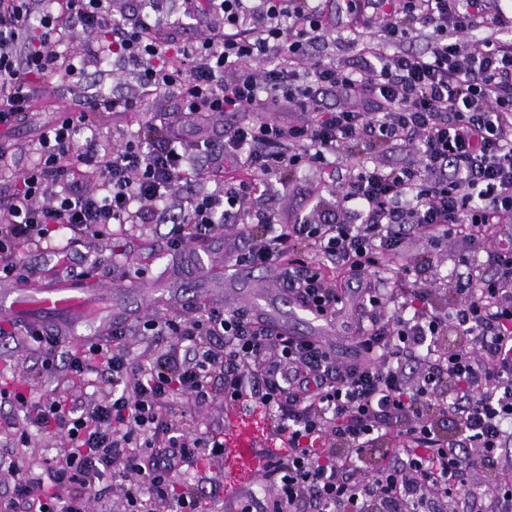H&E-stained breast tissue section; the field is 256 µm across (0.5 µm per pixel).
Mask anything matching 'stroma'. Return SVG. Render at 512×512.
I'll use <instances>...</instances> for the list:
<instances>
[{"label":"stroma","instance_id":"35a3bbf8","mask_svg":"<svg viewBox=\"0 0 512 512\" xmlns=\"http://www.w3.org/2000/svg\"><path fill=\"white\" fill-rule=\"evenodd\" d=\"M328 30L312 51L316 61L325 65L352 63L355 51L350 45L347 15L343 0L327 5ZM97 77L94 66H86L84 74L66 80L57 92L35 95L21 121L11 131L0 134V147L12 157L11 172L0 174V205L6 204L14 189L16 174L29 164L30 149L40 134L53 124L60 113L76 107L86 86ZM181 126L184 115L177 91L170 90L149 99L143 111L114 112L98 117L95 132L101 140L121 143L136 139L148 120ZM349 159L343 154L330 156L329 164L319 170L302 169L287 183L268 180L251 200L253 210L271 212L276 223L291 224L297 218L313 223L324 219V202L332 200L338 184L348 173ZM168 225L139 224L119 231L116 245L123 247V256L112 253L113 246L86 238L73 248L74 258L85 255L97 257L98 267L91 276L112 285L111 292L90 291L88 318L79 324L81 332L93 330L92 314H108L110 309L123 312L127 329L126 344L131 358H138L150 337L144 336V320L164 321L178 310L192 305H206L220 310L238 311L253 317L252 305L264 296L269 279L280 278L281 265L251 268L249 277L238 271H226L228 260L224 252L225 239L235 238L238 230L227 227L207 241L195 244L188 261H180L168 247ZM77 339L61 337L56 349L57 371L48 374L39 371L28 344L20 339L0 338V388L11 389L26 383L34 396H72L93 398L104 392V385L96 376L84 381L65 382L63 368ZM191 425L217 430L224 434V454L214 460H204L200 469L210 475V482L197 483L201 495H208L211 482L224 485L223 512H233L236 498L259 493L261 481L251 460L236 451V436L244 434L253 439L257 448L282 455L288 448L273 433V420L260 406L239 409L227 406L223 396H215L201 406H188L185 416Z\"/></svg>","mask_w":512,"mask_h":512}]
</instances>
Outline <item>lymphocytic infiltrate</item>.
Returning <instances> with one entry per match:
<instances>
[{
    "instance_id": "obj_1",
    "label": "lymphocytic infiltrate",
    "mask_w": 512,
    "mask_h": 512,
    "mask_svg": "<svg viewBox=\"0 0 512 512\" xmlns=\"http://www.w3.org/2000/svg\"><path fill=\"white\" fill-rule=\"evenodd\" d=\"M136 15L114 18L110 0H0V128L20 121L36 91L99 62L100 79L132 67L134 85L84 96L78 111L43 133L20 187L0 207V281L17 280L28 254L49 249L56 272L73 275L71 248L81 238L108 240L113 226L169 224L172 251L236 224L245 242L232 264L287 260L283 282L312 313L331 318L348 284L328 273L344 265L362 284L361 325L353 360L318 340L273 333L238 312L197 306L165 321H145L154 340L132 362L126 331L80 345L72 375L99 376L104 393L89 401L35 399L24 387L1 389L24 424L6 435L0 470L13 479L0 512H90L103 485L119 483L124 512H210L224 489L202 498L181 485L184 467L224 453L214 431H178L183 402L202 405L214 380L224 399L259 401L289 451L272 457L263 498L240 499L235 512H456L459 496L484 487L483 512H512V477L499 466L512 446V254L493 252L488 275L459 261L466 276L445 302L435 300L434 248L448 237L470 245L512 222V40L467 36L484 28L512 32V18L485 0H346L351 67L312 61L326 33L320 0H182L187 17L206 15L202 38L184 44L178 20L160 0H139ZM378 29V39L367 33ZM432 29L427 51L398 43ZM104 43L75 44L76 32ZM340 93L346 105L322 108L312 86ZM178 89L184 116L196 121L291 99L303 120L258 118L221 140L188 142L163 124L146 138L109 145L80 138L100 113L139 112L149 97ZM400 146L416 166L365 165L336 192L358 223L278 224L250 214L257 181L321 168L337 151ZM247 175L225 181V163ZM210 169L215 188L196 194L177 216L167 202L180 184ZM424 249L406 257L410 238ZM315 251L318 262L305 259ZM405 264L388 292L367 281L384 259ZM177 337L179 346L169 345ZM426 353L406 368L403 356ZM276 354L277 369L267 367ZM414 386H407V376ZM53 430L65 446L44 474L17 455L34 434ZM329 438L327 458L310 449Z\"/></svg>"
}]
</instances>
